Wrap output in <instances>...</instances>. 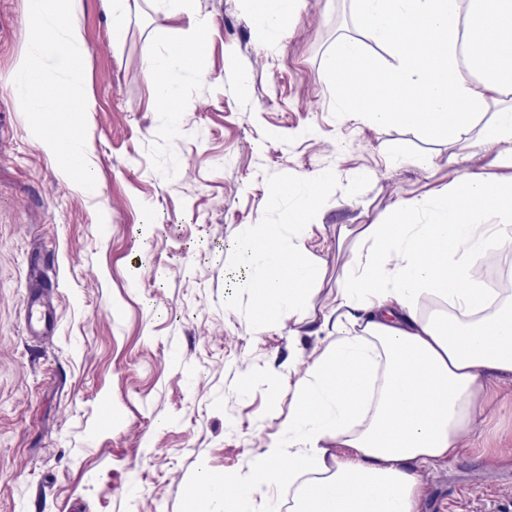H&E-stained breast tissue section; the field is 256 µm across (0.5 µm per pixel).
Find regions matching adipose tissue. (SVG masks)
<instances>
[{"instance_id":"obj_1","label":"adipose tissue","mask_w":512,"mask_h":512,"mask_svg":"<svg viewBox=\"0 0 512 512\" xmlns=\"http://www.w3.org/2000/svg\"><path fill=\"white\" fill-rule=\"evenodd\" d=\"M358 16L388 48L389 88L421 96L424 112L448 128L481 116L489 94L512 91V0H356ZM32 32L51 46L42 69L76 68L85 53L82 0H31ZM418 19L410 40L401 18ZM154 87L205 74L187 44L148 48ZM512 167V113L448 156L459 174L433 195L396 201L360 234L323 315L325 346L314 348L292 392L284 434L257 463L259 481L243 501L280 512L262 481L276 476L285 450L289 512H419L423 469L473 447L491 385L512 383V295L475 277L478 264L512 236V176L468 168L488 144ZM433 296L449 325L418 310ZM352 449L351 457L332 447Z\"/></svg>"}]
</instances>
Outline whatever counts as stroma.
Instances as JSON below:
<instances>
[{
    "label": "stroma",
    "mask_w": 512,
    "mask_h": 512,
    "mask_svg": "<svg viewBox=\"0 0 512 512\" xmlns=\"http://www.w3.org/2000/svg\"><path fill=\"white\" fill-rule=\"evenodd\" d=\"M288 2L274 0L286 20L273 31L250 0H191L193 26L149 0L122 20L83 0L85 112L54 72L24 82L17 64L42 53L29 2L0 0V512H209L226 479L254 482L324 343L356 235L396 199L451 181L457 136L375 126L381 74L355 85L332 73L340 52L389 59L354 0ZM150 42L195 45L205 79L158 95ZM44 123L70 131L60 154L43 147ZM82 162L94 190L73 175ZM328 169L340 186L305 231L318 266L305 318L252 328L224 305L248 277L229 269L234 240L261 221L269 176ZM484 418L491 453L424 473L419 512H512L511 386ZM201 476L207 493L190 498Z\"/></svg>",
    "instance_id": "stroma-1"
}]
</instances>
